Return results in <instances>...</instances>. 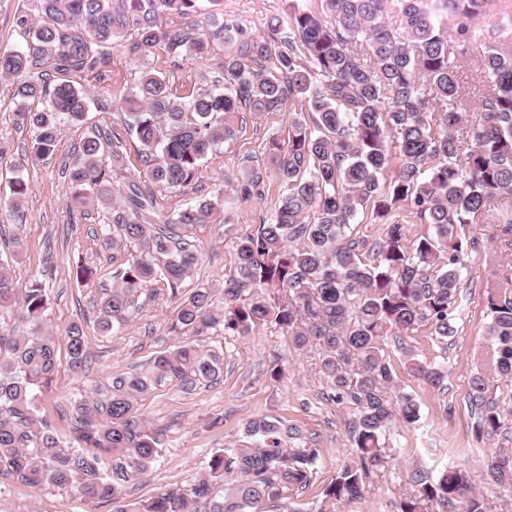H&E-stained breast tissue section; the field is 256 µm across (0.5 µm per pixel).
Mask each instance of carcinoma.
<instances>
[{
	"label": "carcinoma",
	"instance_id": "1",
	"mask_svg": "<svg viewBox=\"0 0 512 512\" xmlns=\"http://www.w3.org/2000/svg\"><path fill=\"white\" fill-rule=\"evenodd\" d=\"M201 0H23L16 26L21 44L0 49V77L17 84L14 123L33 134L37 161L57 151L60 125L86 120L90 95L66 76L100 72L108 49L121 40L147 58L162 45L171 55L201 54L207 41L190 29L163 25L170 14L201 13ZM261 36L238 24L215 25L225 48L224 82L187 102L165 79L142 72L118 108L140 144L144 177L128 179L115 205L112 173L122 155L112 132L87 130L69 166L71 205L112 210V250L135 251L112 269V288L97 304V326L107 335L126 325L137 293L162 279L179 302L174 327L180 341L158 354L152 375L115 377L105 393L75 401L73 440L65 445L39 415L36 390L56 371L58 341L71 363L87 359L83 324L57 338L43 326L48 294L42 284L16 287L0 262V475L33 488L72 489L112 503V512H264L277 505L297 512L291 492L312 479L318 450L296 425L256 418L246 442L213 454L188 495L178 488L135 503L123 483L152 468L161 434L139 411L152 378H170L191 391L216 381L219 356L200 337L219 328L246 335L258 321L275 325L295 349L317 348L332 384L329 399L349 412L356 460L324 489L334 505L362 496L374 469L389 458L386 437L400 421H419V406L401 390L384 354L390 336L428 325L442 339L455 335L452 311L464 287L459 228L498 220L512 238V6L508 0H286ZM473 56L482 89L463 96L460 63ZM272 61L268 67L265 62ZM50 64L57 78L34 75ZM308 110L291 119L288 147L271 142L266 168L286 187L275 212L235 245L236 264L224 277V308L213 289L183 291L199 261L187 231L214 222L226 195H262V171L245 170L224 194L164 215L146 182L186 189L204 161L237 136L239 112H278L288 101ZM110 158V164L104 159ZM28 184L9 181L0 216L22 222ZM383 225L371 243L347 234L361 213ZM430 231L408 237L405 217ZM494 286L485 290L487 369L471 379L469 403L477 432L501 439L487 464V481L512 492V411L499 405L494 382H512V255L493 257ZM407 369L432 386L440 368L403 349ZM112 457V475L102 470ZM417 491L398 512H487L483 494L460 468L430 482L414 473Z\"/></svg>",
	"mask_w": 512,
	"mask_h": 512
}]
</instances>
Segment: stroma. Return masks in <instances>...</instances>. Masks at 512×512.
<instances>
[{
    "label": "stroma",
    "mask_w": 512,
    "mask_h": 512,
    "mask_svg": "<svg viewBox=\"0 0 512 512\" xmlns=\"http://www.w3.org/2000/svg\"><path fill=\"white\" fill-rule=\"evenodd\" d=\"M284 8V0H220L218 18L259 35L266 19ZM110 53L112 62L106 71L73 75V83L92 98L87 122L63 124L57 152L46 162L32 159L31 132L14 124L15 86L12 80L0 78V143L8 145L10 153L7 164L0 166V183L18 177L30 188L13 263L17 283L43 282L49 295L45 323L53 333H61L76 320L86 324L87 363L74 367L66 351H59L53 380L37 392L41 415L66 443L72 438L73 401L91 390L109 388L115 375L150 372L153 358L178 344L171 328L179 311L166 284L159 282L136 297L127 326L106 336L100 333L96 305L103 290L112 286V250L104 244L102 227L111 223L112 214L92 205L80 213L70 212L72 184L67 167L71 156L88 126L108 127L123 144L124 166L114 176L115 189L123 190L127 178L141 174L142 162L140 146L130 136L118 103L137 84L142 70L160 73L172 96L182 99L224 74V44L213 38L200 58L175 57L161 46L145 60L129 55L121 45L112 47ZM294 111V105L288 104L282 111L259 117L244 113L236 138L209 157L192 189L153 186L156 209L170 214L187 204L215 198L225 179L263 163L269 141L287 143ZM285 192L275 177H266L262 197L225 210L223 222L193 227L191 236L200 255L186 288L213 287L216 305H223L221 284L234 265L236 242L256 232ZM464 232L471 244L464 258L465 287L454 311L455 335L444 340L423 326L406 336L404 346L392 339L384 346L402 389L419 405L420 420L391 430L388 465L374 470L362 498L340 506L339 512H397V503L412 490L416 471L433 477L448 465L468 470L489 512H512V493L489 485L485 474L500 439L475 434L476 417L468 401L471 379L483 368L481 356L486 348L484 258L503 252L505 246L492 224H470ZM81 262L96 271L85 285L74 277ZM203 346L221 360L222 373L216 384L186 392L177 381L165 378L154 381L141 398L142 414L161 430L163 439L153 468L123 485L125 499L145 500L163 487L191 491L213 453L240 444L248 421L271 416L300 426L318 450L313 479L306 489L293 493V501L302 512H330L333 507L323 490L346 463L355 460L356 452L348 434L347 414L327 399L331 383L322 371L319 351L296 350L288 336L262 321L242 336L213 331ZM405 346L420 361L443 369L441 386H430L407 371L401 353ZM275 367L281 370L276 378L271 375ZM0 512H112V505L80 498L69 489H34L0 476Z\"/></svg>",
    "instance_id": "obj_1"
}]
</instances>
